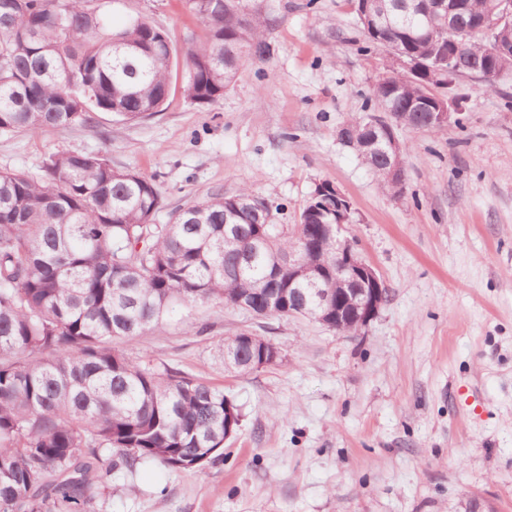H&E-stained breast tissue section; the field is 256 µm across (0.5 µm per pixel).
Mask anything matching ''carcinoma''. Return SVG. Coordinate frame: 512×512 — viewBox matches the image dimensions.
I'll list each match as a JSON object with an SVG mask.
<instances>
[{"label":"carcinoma","instance_id":"carcinoma-1","mask_svg":"<svg viewBox=\"0 0 512 512\" xmlns=\"http://www.w3.org/2000/svg\"><path fill=\"white\" fill-rule=\"evenodd\" d=\"M359 51L394 48L420 70L400 69L367 97L368 115L410 113L407 127L432 130L430 108L413 102L448 83L442 56L512 75V55L486 58L481 31L454 47L419 23L438 0H384L374 25L350 0ZM202 24L178 60L168 34L147 17L109 21L96 0H0V132L47 133L89 124L94 112L124 120L163 111L172 90L197 106L223 98L240 67L270 48L268 19L244 0H186ZM469 23L488 0H445ZM367 115L345 122L349 148L371 168L388 164L384 127ZM164 207L155 177L118 171L103 155H49L42 175L0 171V512H99L108 477L156 461L202 471L224 457V389L167 366L129 360L117 343L144 336L174 305L258 299L259 319L288 317V250L296 225L279 224L268 202L243 189L216 192L154 219ZM299 219L319 268L336 265L325 224L338 212L308 202ZM237 239L224 243V225ZM262 225L256 234L255 225ZM281 305L266 308V292ZM252 346L219 345L253 372Z\"/></svg>","mask_w":512,"mask_h":512}]
</instances>
